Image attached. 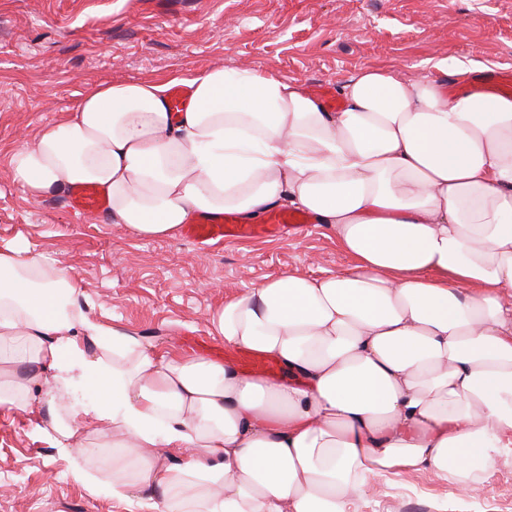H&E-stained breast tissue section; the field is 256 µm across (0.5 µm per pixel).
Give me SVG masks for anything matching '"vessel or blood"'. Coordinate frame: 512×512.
I'll return each instance as SVG.
<instances>
[{"label": "vessel or blood", "mask_w": 512, "mask_h": 512, "mask_svg": "<svg viewBox=\"0 0 512 512\" xmlns=\"http://www.w3.org/2000/svg\"><path fill=\"white\" fill-rule=\"evenodd\" d=\"M482 88L512 93V71L495 70L487 72L480 80ZM70 208L78 213H98L106 211L103 192L92 185H80L73 189L69 198ZM309 218L299 212L272 210L264 223L242 224L233 213L218 216L204 214L191 224L185 225L184 236L189 241L202 246H215L227 240L251 239L263 236H278L289 233L307 224ZM230 361L246 372L274 378L280 375L281 367L271 356L245 349L233 352Z\"/></svg>", "instance_id": "vessel-or-blood-1"}]
</instances>
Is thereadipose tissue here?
Returning <instances> with one entry per match:
<instances>
[{
	"label": "adipose tissue",
	"instance_id": "ef3b65f1",
	"mask_svg": "<svg viewBox=\"0 0 512 512\" xmlns=\"http://www.w3.org/2000/svg\"><path fill=\"white\" fill-rule=\"evenodd\" d=\"M369 69L326 111L305 86L215 67L173 115L167 81L88 91L10 156L38 199L92 183L147 239L200 214L289 205L355 260L284 274L212 311L271 382L158 352L78 303L64 270L0 249V409L27 414L95 496L151 512H352L388 475L469 493L512 450V96ZM102 448L112 475L88 468ZM228 359L232 364L249 373L268 378H275L281 373L280 365L269 355L238 349Z\"/></svg>",
	"mask_w": 512,
	"mask_h": 512
}]
</instances>
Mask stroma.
<instances>
[{"instance_id":"stroma-1","label":"stroma","mask_w":512,"mask_h":512,"mask_svg":"<svg viewBox=\"0 0 512 512\" xmlns=\"http://www.w3.org/2000/svg\"><path fill=\"white\" fill-rule=\"evenodd\" d=\"M512 70V0H0V247L41 256L79 281L81 306L163 350L224 340L212 309L286 273L319 276L353 264L326 225L280 239L199 247L139 238L111 215H82L67 194L30 199L11 151L64 120L111 82L198 77L249 68L341 88L366 69L406 79L429 59ZM22 413L0 411V512H149L144 499L89 496ZM356 512H512V453L489 485L459 495L433 473L376 481Z\"/></svg>"}]
</instances>
